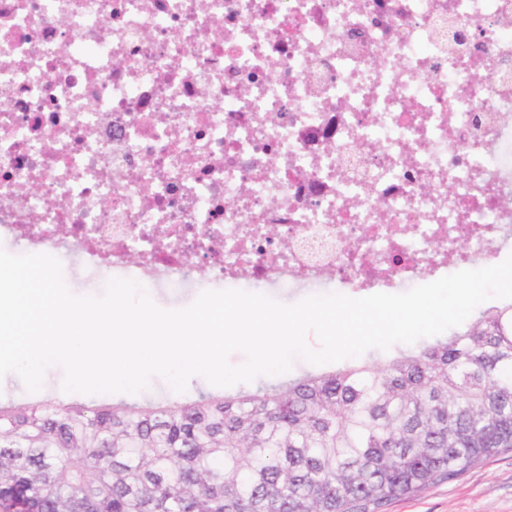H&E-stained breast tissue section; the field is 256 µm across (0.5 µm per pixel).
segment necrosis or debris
Segmentation results:
<instances>
[{
    "label": "necrosis or debris",
    "mask_w": 512,
    "mask_h": 512,
    "mask_svg": "<svg viewBox=\"0 0 512 512\" xmlns=\"http://www.w3.org/2000/svg\"><path fill=\"white\" fill-rule=\"evenodd\" d=\"M0 234L255 287L493 257L512 0H0Z\"/></svg>",
    "instance_id": "obj_1"
}]
</instances>
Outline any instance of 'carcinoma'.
Returning <instances> with one entry per match:
<instances>
[{"instance_id":"cac0c4a2","label":"carcinoma","mask_w":512,"mask_h":512,"mask_svg":"<svg viewBox=\"0 0 512 512\" xmlns=\"http://www.w3.org/2000/svg\"><path fill=\"white\" fill-rule=\"evenodd\" d=\"M509 452L512 299L233 394L0 405V512H384Z\"/></svg>"}]
</instances>
